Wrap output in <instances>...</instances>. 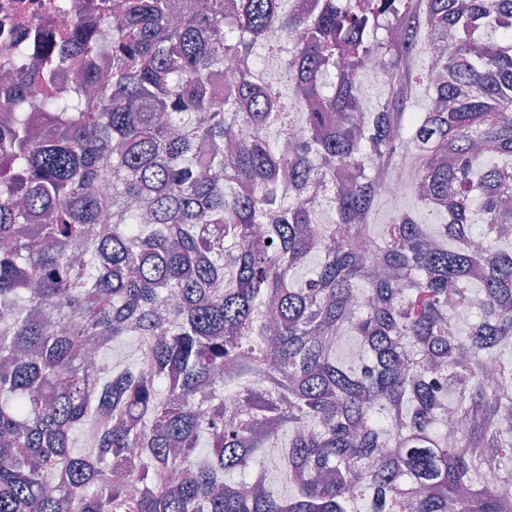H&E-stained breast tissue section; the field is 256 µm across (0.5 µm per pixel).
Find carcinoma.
<instances>
[{"label":"carcinoma","instance_id":"1","mask_svg":"<svg viewBox=\"0 0 512 512\" xmlns=\"http://www.w3.org/2000/svg\"><path fill=\"white\" fill-rule=\"evenodd\" d=\"M122 13L70 32L80 82L59 85L68 54L48 51L0 103V512H512V0ZM423 25L443 54H427ZM274 30L296 42L289 96L256 85ZM373 59L386 94L372 112ZM423 85L438 100L419 113ZM242 121L269 135L240 138ZM405 143L418 202L451 200L435 232L407 212L378 223V182ZM475 204L488 249L470 246L485 239ZM316 241L319 270L299 284ZM361 290L373 303L357 314ZM347 332L372 363L338 361ZM124 337L136 367L88 361L89 344ZM446 393L469 423L459 443L438 419ZM284 425L288 498L255 482ZM78 429L92 434L81 449ZM490 460L494 486L476 478ZM380 66L376 61L368 62L365 66V73L371 75H378L380 73ZM365 74L363 77V99L365 106L369 109L376 105V102L382 92L381 76L372 77Z\"/></svg>","mask_w":512,"mask_h":512}]
</instances>
